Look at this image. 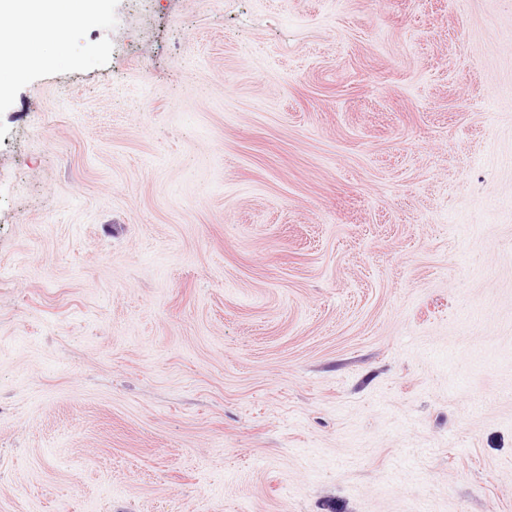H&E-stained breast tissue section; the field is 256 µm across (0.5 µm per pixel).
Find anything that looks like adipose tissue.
<instances>
[{
  "label": "adipose tissue",
  "mask_w": 512,
  "mask_h": 512,
  "mask_svg": "<svg viewBox=\"0 0 512 512\" xmlns=\"http://www.w3.org/2000/svg\"><path fill=\"white\" fill-rule=\"evenodd\" d=\"M99 0H0V94L21 81L29 66L62 56L64 47L47 19L64 16L69 24L86 26L98 13Z\"/></svg>",
  "instance_id": "adipose-tissue-1"
}]
</instances>
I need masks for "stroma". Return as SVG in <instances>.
<instances>
[{
  "label": "stroma",
  "instance_id": "stroma-1",
  "mask_svg": "<svg viewBox=\"0 0 512 512\" xmlns=\"http://www.w3.org/2000/svg\"><path fill=\"white\" fill-rule=\"evenodd\" d=\"M0 97V512H512V0H104Z\"/></svg>",
  "mask_w": 512,
  "mask_h": 512
}]
</instances>
